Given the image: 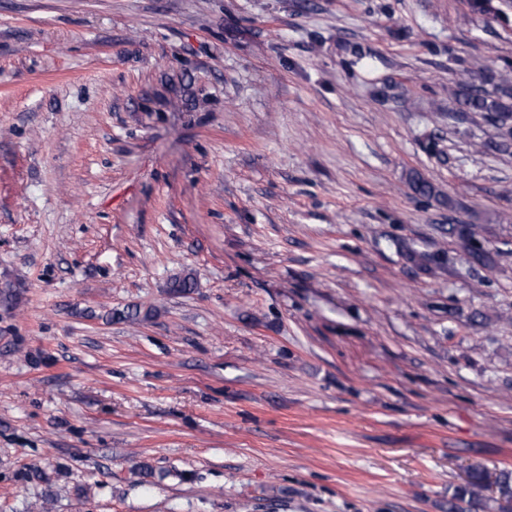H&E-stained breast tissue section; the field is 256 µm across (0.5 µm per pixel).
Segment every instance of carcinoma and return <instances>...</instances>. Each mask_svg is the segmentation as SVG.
<instances>
[{"label": "carcinoma", "mask_w": 512, "mask_h": 512, "mask_svg": "<svg viewBox=\"0 0 512 512\" xmlns=\"http://www.w3.org/2000/svg\"><path fill=\"white\" fill-rule=\"evenodd\" d=\"M449 95L458 103L461 112H482L494 125L509 129L512 122V78L507 74L499 76L492 81L491 88L478 89L466 80H458L448 86ZM486 489V476L484 471L474 468L470 471L467 484L461 487L456 498L465 497L487 507V500L482 495Z\"/></svg>", "instance_id": "obj_1"}]
</instances>
